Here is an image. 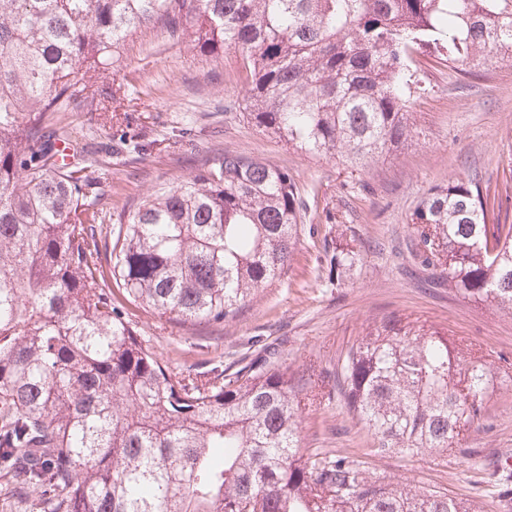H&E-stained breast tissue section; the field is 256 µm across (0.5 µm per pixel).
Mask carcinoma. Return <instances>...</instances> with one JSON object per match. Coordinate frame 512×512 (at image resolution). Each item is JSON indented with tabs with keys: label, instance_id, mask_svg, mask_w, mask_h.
<instances>
[{
	"label": "carcinoma",
	"instance_id": "1",
	"mask_svg": "<svg viewBox=\"0 0 512 512\" xmlns=\"http://www.w3.org/2000/svg\"><path fill=\"white\" fill-rule=\"evenodd\" d=\"M158 28L216 60L241 51L249 120L351 167L411 140L412 48L469 72L512 62V0H0V467L39 512H480L301 446L302 403L332 386L381 454L459 448L506 379L448 337L389 320L319 386L275 353L220 380L171 374L114 314L104 260L161 319L235 316L286 273L306 207L287 170L226 153L126 203L99 245L64 116L119 103L97 79ZM411 224L421 263L512 314V224L487 188L434 187Z\"/></svg>",
	"mask_w": 512,
	"mask_h": 512
}]
</instances>
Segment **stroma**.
<instances>
[{
  "mask_svg": "<svg viewBox=\"0 0 512 512\" xmlns=\"http://www.w3.org/2000/svg\"><path fill=\"white\" fill-rule=\"evenodd\" d=\"M413 79L411 143L354 169L297 152L247 120L250 77L237 49H225L216 62L160 30L129 37L122 66L101 77L121 86L127 122L108 130L101 113L73 117L78 145L105 174L95 188L105 214L99 238L115 240L127 201L193 177L217 154L287 168L306 201L301 245L286 274L221 326L181 328L112 289L115 313L170 373L224 375L269 353L298 372H333L353 344L389 318L446 334L489 360L512 361V313L437 283L410 253L412 212L430 188L455 177L490 186L512 224V62L471 75L428 51L414 54ZM127 136L146 144V154L129 152ZM348 243L358 259L337 267L336 249ZM302 417L306 448L357 457L379 476L448 491L482 512H512V479L484 466L512 457V382L499 387L481 424L465 433L462 452L444 460L377 453L335 391Z\"/></svg>",
  "mask_w": 512,
  "mask_h": 512,
  "instance_id": "1",
  "label": "stroma"
}]
</instances>
